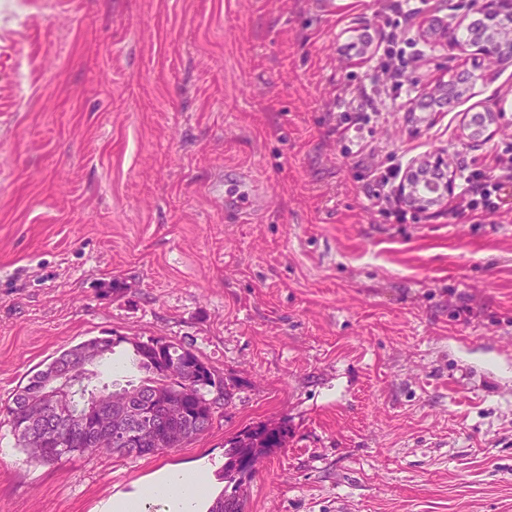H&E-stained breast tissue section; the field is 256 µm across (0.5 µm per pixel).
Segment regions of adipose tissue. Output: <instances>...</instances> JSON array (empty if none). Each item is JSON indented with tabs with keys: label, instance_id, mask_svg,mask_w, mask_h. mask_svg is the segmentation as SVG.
Wrapping results in <instances>:
<instances>
[{
	"label": "adipose tissue",
	"instance_id": "1",
	"mask_svg": "<svg viewBox=\"0 0 512 512\" xmlns=\"http://www.w3.org/2000/svg\"><path fill=\"white\" fill-rule=\"evenodd\" d=\"M213 486L205 467H167L132 494L115 497L107 512H147L149 503L163 501L166 512H200L212 497Z\"/></svg>",
	"mask_w": 512,
	"mask_h": 512
}]
</instances>
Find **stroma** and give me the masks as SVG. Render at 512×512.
<instances>
[{
  "label": "stroma",
  "mask_w": 512,
  "mask_h": 512,
  "mask_svg": "<svg viewBox=\"0 0 512 512\" xmlns=\"http://www.w3.org/2000/svg\"><path fill=\"white\" fill-rule=\"evenodd\" d=\"M0 0V403L96 337L191 347L231 397L142 458L44 464L0 424V512H105L168 466L287 431L244 512H512V211H461L465 168L512 159V66L428 39L469 0ZM395 34L418 112L364 57ZM374 94L355 136L334 127ZM502 112L471 139L473 115ZM444 158L447 206L374 208L372 172ZM256 195L241 222L233 197ZM471 318H463V309ZM471 85V77L469 76L450 83L445 82L444 84L428 87L421 93V101L438 102L441 99L447 100L448 96L457 97L469 91Z\"/></svg>",
  "instance_id": "35a3bbf8"
}]
</instances>
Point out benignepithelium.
Instances as JSON below:
<instances>
[{
	"mask_svg": "<svg viewBox=\"0 0 512 512\" xmlns=\"http://www.w3.org/2000/svg\"><path fill=\"white\" fill-rule=\"evenodd\" d=\"M470 11L486 20V26L471 33L470 44L477 47L490 64L512 61V22L503 25L498 23L501 18L512 17V0H470ZM471 89V78H461L450 83L428 87L421 93V100L438 102L448 97H457ZM483 123L472 126L471 136L482 138L492 134L500 122L501 113L487 109L483 113ZM415 172L417 176L406 180L401 188L403 197L419 211H429L441 206L448 200L452 192L451 176L448 167L441 166L439 177H432L433 163L419 164ZM77 387L70 372L57 370L52 378L45 383L39 395L42 412L28 421L30 435L38 432L36 421L44 415L52 416L61 424L86 428L110 439L127 440L133 435L131 427L141 422L150 409L148 404H134L131 397L122 392L102 401V395L96 393L85 399L82 408L75 407V391Z\"/></svg>",
	"mask_w": 512,
	"mask_h": 512,
	"instance_id": "7a95c632",
	"label": "benign epithelium"
}]
</instances>
